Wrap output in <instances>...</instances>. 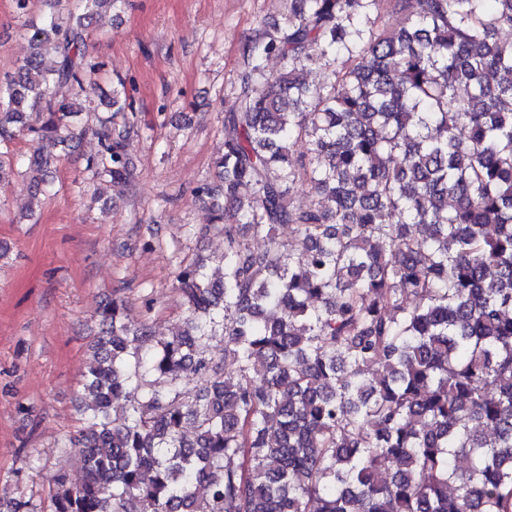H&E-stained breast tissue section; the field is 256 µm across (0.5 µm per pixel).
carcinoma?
I'll list each match as a JSON object with an SVG mask.
<instances>
[{
    "instance_id": "carcinoma-1",
    "label": "carcinoma",
    "mask_w": 512,
    "mask_h": 512,
    "mask_svg": "<svg viewBox=\"0 0 512 512\" xmlns=\"http://www.w3.org/2000/svg\"><path fill=\"white\" fill-rule=\"evenodd\" d=\"M121 5L54 2L25 24L31 53L0 82V184L20 159L31 197L47 195L52 149L82 135L73 118L133 113L124 82L97 93L86 51L96 16ZM503 29L512 0H288L282 25L243 43L224 152L196 188L224 234L222 271L178 264L188 320L171 336L120 297L101 305L70 441L84 479L57 473L51 512H512ZM133 127L100 133L92 178L129 182ZM299 188L307 207L290 202Z\"/></svg>"
}]
</instances>
